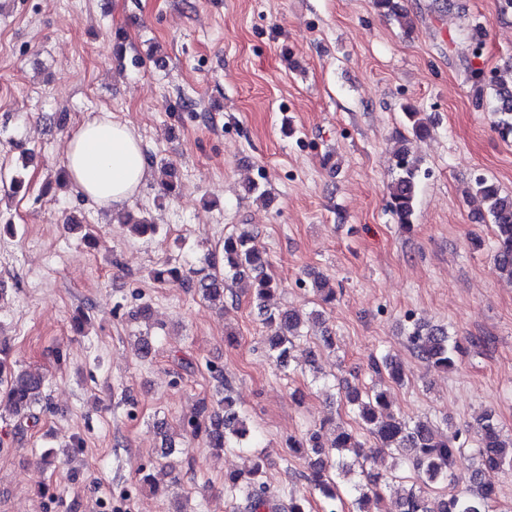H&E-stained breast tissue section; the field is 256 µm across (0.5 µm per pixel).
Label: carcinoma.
Segmentation results:
<instances>
[{"mask_svg":"<svg viewBox=\"0 0 512 512\" xmlns=\"http://www.w3.org/2000/svg\"><path fill=\"white\" fill-rule=\"evenodd\" d=\"M373 7L385 17L395 18L404 32L412 29V21L398 6L396 0H372ZM477 106L484 105L485 87L494 89L489 100L496 116V127L502 138L512 136V87L500 76L486 79L477 72L472 75ZM408 132L417 139L430 134V125L423 114L409 107L405 112ZM399 175L389 191L387 206L401 224L412 223L418 193L420 161L404 146L394 154ZM471 202L479 213H487L494 227L496 248L494 263L500 277L512 281V194L505 193L499 185L486 178H478L470 192ZM112 219L126 224L137 235H154L156 225L145 218H134L129 212L112 215ZM268 258L252 233L228 235L224 238L223 259L216 262L208 258L210 272L200 274L194 269L172 266L154 271L161 281L167 277L182 276L191 288L201 292L211 304L224 307V290L229 284L248 288L252 299L265 314L269 328L265 344L268 356L277 367H289L290 354L295 343L307 336L306 318L322 320L323 314L314 310L308 314L296 308H281L274 303L280 290L279 284L266 273ZM411 350L427 363L443 370L456 368L464 347L443 328L430 327L416 322L406 336ZM371 369L399 383L404 380L403 368L384 356L372 362ZM45 378L39 373L15 371L9 361V351L0 342V405L6 406L19 418V422L36 418L33 409L40 401ZM343 404L358 419L361 429L377 442V448L365 449L359 434L339 425L334 426L330 444L321 441V431L310 429L299 439L289 441L288 447L296 455L307 459L308 473L304 475L309 491H317L326 499L339 498L334 477H351L350 491L355 497L354 512H379L381 489L388 481L387 474L368 466L374 452L389 450L405 458L415 474V484L403 490L399 498V512H493L497 489L482 481L487 470L512 469V434L500 429L494 416L483 413L476 421L477 449L475 465L467 487L458 488L459 481L453 471L458 451L456 440L459 432L449 435L439 426L428 421H411L398 416L383 389L361 390L356 385H346L340 392ZM185 433L204 436L209 447L215 449H248L250 426L247 419L235 409V402L224 389L218 407H211L206 400L197 402L192 416L183 426ZM231 496H241L249 512H276L270 488L262 481V465L254 462L248 476L231 473L225 478Z\"/></svg>","mask_w":512,"mask_h":512,"instance_id":"cac0c4a2","label":"carcinoma"}]
</instances>
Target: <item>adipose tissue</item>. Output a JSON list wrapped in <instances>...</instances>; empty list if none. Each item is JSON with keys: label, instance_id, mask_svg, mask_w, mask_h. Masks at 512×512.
I'll list each match as a JSON object with an SVG mask.
<instances>
[{"label": "adipose tissue", "instance_id": "obj_1", "mask_svg": "<svg viewBox=\"0 0 512 512\" xmlns=\"http://www.w3.org/2000/svg\"><path fill=\"white\" fill-rule=\"evenodd\" d=\"M64 165L76 191L104 209L121 208L152 176L134 129L107 117L68 135Z\"/></svg>", "mask_w": 512, "mask_h": 512}]
</instances>
